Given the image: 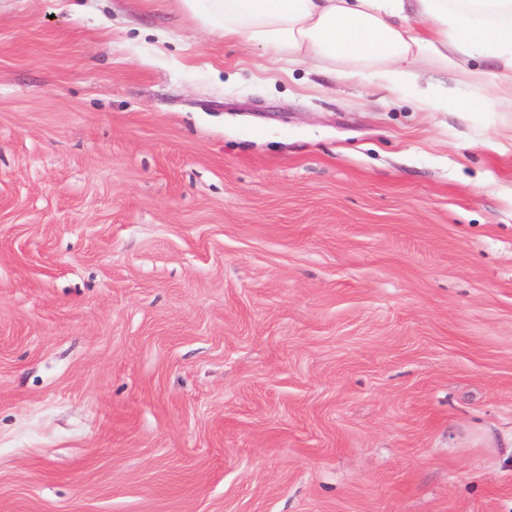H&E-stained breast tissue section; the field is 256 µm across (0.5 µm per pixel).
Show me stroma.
Instances as JSON below:
<instances>
[{
	"label": "stroma",
	"mask_w": 512,
	"mask_h": 512,
	"mask_svg": "<svg viewBox=\"0 0 512 512\" xmlns=\"http://www.w3.org/2000/svg\"><path fill=\"white\" fill-rule=\"evenodd\" d=\"M177 0H0V512H512V106Z\"/></svg>",
	"instance_id": "stroma-1"
}]
</instances>
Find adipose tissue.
<instances>
[{"label": "adipose tissue", "instance_id": "adipose-tissue-1", "mask_svg": "<svg viewBox=\"0 0 512 512\" xmlns=\"http://www.w3.org/2000/svg\"><path fill=\"white\" fill-rule=\"evenodd\" d=\"M204 27L310 61L346 81L374 71L382 88L414 83L415 66L467 85L512 91V0H178ZM428 23L425 31L415 22ZM476 58L486 70L471 69Z\"/></svg>", "mask_w": 512, "mask_h": 512}]
</instances>
